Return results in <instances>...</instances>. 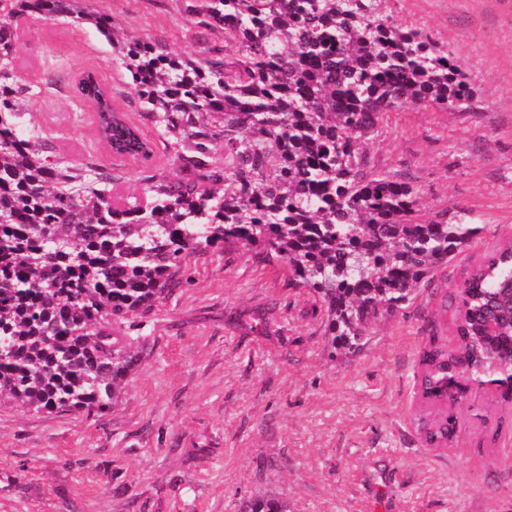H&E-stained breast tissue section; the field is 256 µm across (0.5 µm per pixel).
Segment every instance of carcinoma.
Segmentation results:
<instances>
[{
  "instance_id": "obj_1",
  "label": "carcinoma",
  "mask_w": 512,
  "mask_h": 512,
  "mask_svg": "<svg viewBox=\"0 0 512 512\" xmlns=\"http://www.w3.org/2000/svg\"><path fill=\"white\" fill-rule=\"evenodd\" d=\"M198 49L112 40V60L184 176L114 178L77 167L17 129L33 86L15 79L16 14H64L115 33L80 0H0V401L34 412L105 413L138 364L112 325L179 284L186 259L239 242L288 266L320 303L333 347L356 350L373 321L486 230L460 212L425 221L418 190L377 172L362 145L407 103L467 112L477 90L448 46L403 28L377 0H182ZM221 32L224 44L210 35ZM224 138V161L211 144ZM512 255L493 253L457 296L458 348L430 340L424 395L443 400L512 361ZM426 432L452 442L448 415ZM246 512H286L253 499Z\"/></svg>"
}]
</instances>
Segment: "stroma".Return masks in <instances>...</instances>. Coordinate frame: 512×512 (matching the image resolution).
<instances>
[{
  "label": "stroma",
  "instance_id": "1",
  "mask_svg": "<svg viewBox=\"0 0 512 512\" xmlns=\"http://www.w3.org/2000/svg\"><path fill=\"white\" fill-rule=\"evenodd\" d=\"M124 32L186 52L177 0H83ZM395 23L448 45L477 88L469 112L406 104L365 144L372 166L419 190L425 219L466 211L486 230L371 324L360 349L333 348L314 298L287 270L235 243L193 256L186 283L125 320L140 359L116 407L34 413L0 403V512H242L274 498L288 512H512V402L469 385L446 411L457 438L427 445L419 419L430 334L457 346L445 294L512 242V0H381ZM19 83L37 85L21 135L41 132L71 163L91 156L140 195L146 176L178 178L170 154L113 158L94 110L72 91L101 72L147 136L152 119L93 25L18 15Z\"/></svg>",
  "mask_w": 512,
  "mask_h": 512
}]
</instances>
